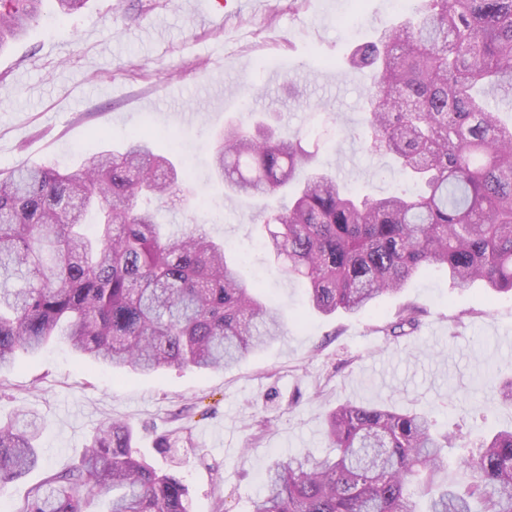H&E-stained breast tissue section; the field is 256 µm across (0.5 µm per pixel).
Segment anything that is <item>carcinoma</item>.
I'll return each mask as SVG.
<instances>
[{
  "label": "carcinoma",
  "mask_w": 512,
  "mask_h": 512,
  "mask_svg": "<svg viewBox=\"0 0 512 512\" xmlns=\"http://www.w3.org/2000/svg\"><path fill=\"white\" fill-rule=\"evenodd\" d=\"M45 0H0V49L26 33ZM352 53L374 70L366 94L369 150L393 157L413 188L371 197L346 192L311 166L295 134L272 123L230 121L211 145L213 170L231 190L277 201L264 243L279 268L306 280L323 315H357L421 271L442 268L455 286L475 280L512 294V0H422ZM299 188L278 202L297 172ZM185 179L134 132L120 150L76 173L22 166L0 173V371L34 356L64 330L71 348L113 369L227 368L281 335L280 313L259 283L228 262L224 243L197 225L166 233L138 199L172 198ZM96 233L83 230L89 210ZM405 306L390 336L420 326ZM322 457L272 466L251 512H512V429L482 440L448 484L455 436L426 414L344 403L329 411ZM41 426L25 409L0 421V485L39 467ZM134 429L107 421L74 466L50 471L16 512H190L174 474L133 455Z\"/></svg>",
  "instance_id": "carcinoma-1"
}]
</instances>
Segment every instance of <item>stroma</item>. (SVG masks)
<instances>
[{
    "label": "stroma",
    "instance_id": "obj_1",
    "mask_svg": "<svg viewBox=\"0 0 512 512\" xmlns=\"http://www.w3.org/2000/svg\"><path fill=\"white\" fill-rule=\"evenodd\" d=\"M197 0H90L55 19L51 8L26 37L0 52V172L25 164L78 171L93 153L123 146L136 131L193 179L186 201H152L173 232L206 225L231 260L248 258L285 323L266 349L225 369L170 367L116 374L79 358L65 340L19 355L0 374V419L23 406L43 426L45 469L0 486L20 503L46 470L81 455L107 420L132 424L133 451L189 489L191 512H250L266 469L302 452L321 456L324 415L337 403L383 404L429 413L457 439L458 456L512 427V405L494 387L512 378V296L481 283L452 286L424 272L361 315L323 316L304 285L283 277L256 242L263 198L230 193L210 166L216 132L277 110L283 134L301 133L316 167L376 196L403 181L369 151L364 95L370 69L347 57L401 15L392 0H224L201 23ZM422 310L417 330L389 336L398 310ZM169 436L173 448L160 446Z\"/></svg>",
    "mask_w": 512,
    "mask_h": 512
}]
</instances>
